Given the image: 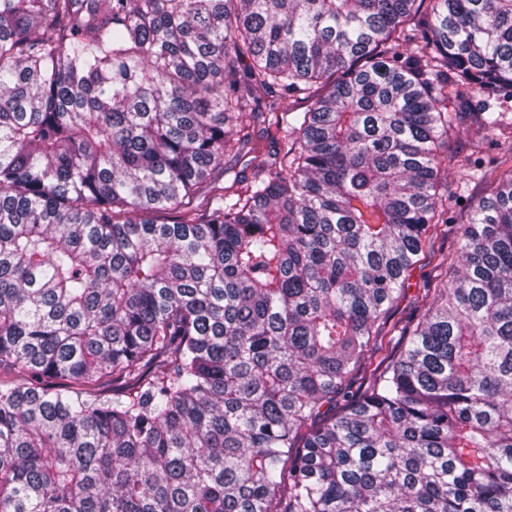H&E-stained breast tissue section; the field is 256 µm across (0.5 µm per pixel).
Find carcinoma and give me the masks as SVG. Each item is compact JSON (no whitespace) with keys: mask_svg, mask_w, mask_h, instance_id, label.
Returning a JSON list of instances; mask_svg holds the SVG:
<instances>
[{"mask_svg":"<svg viewBox=\"0 0 512 512\" xmlns=\"http://www.w3.org/2000/svg\"><path fill=\"white\" fill-rule=\"evenodd\" d=\"M507 96L512 0H0V512H512ZM470 121L471 116L467 113L460 126V133L457 138H455L456 146L463 154L470 153L475 158H480L487 164L489 159L495 158L498 155L499 148L491 141H477L472 139L466 131V127ZM446 182L448 191L461 194L464 200L460 209L462 214L475 208L486 196L484 184L477 178L462 175L453 162L448 164V179ZM429 271L427 267H416L406 277L404 290L401 292L396 309V318L408 319L413 312V305L419 295V288L422 287V280ZM419 301L421 296L419 295Z\"/></svg>","mask_w":512,"mask_h":512,"instance_id":"obj_1","label":"carcinoma"}]
</instances>
